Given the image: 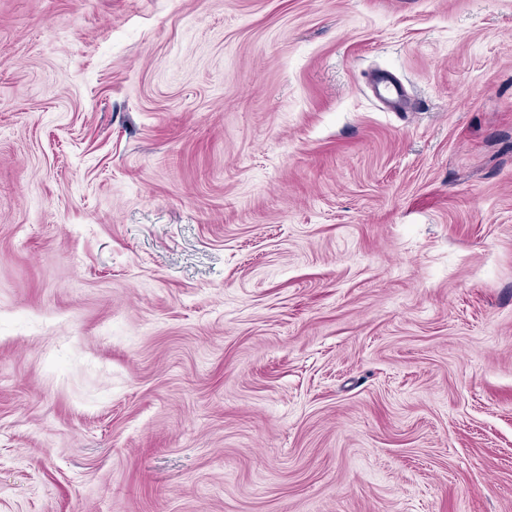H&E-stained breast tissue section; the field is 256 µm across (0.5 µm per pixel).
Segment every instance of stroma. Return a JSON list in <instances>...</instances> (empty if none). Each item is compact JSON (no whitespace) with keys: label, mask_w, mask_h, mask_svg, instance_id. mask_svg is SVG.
<instances>
[{"label":"stroma","mask_w":512,"mask_h":512,"mask_svg":"<svg viewBox=\"0 0 512 512\" xmlns=\"http://www.w3.org/2000/svg\"><path fill=\"white\" fill-rule=\"evenodd\" d=\"M0 512H512V0H0ZM373 89L376 96L389 107L394 108L404 100L400 84L395 79L386 77L384 74H379L374 78Z\"/></svg>","instance_id":"1"}]
</instances>
